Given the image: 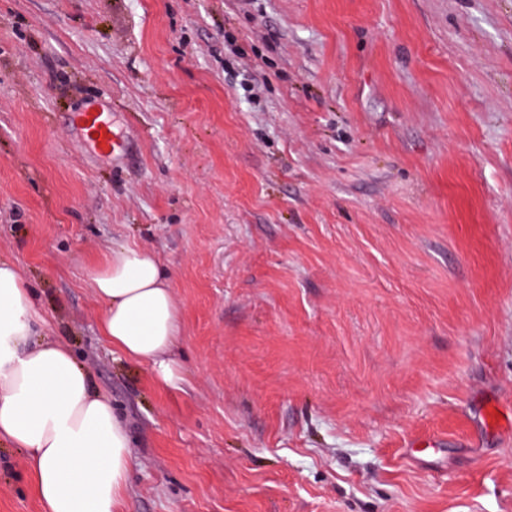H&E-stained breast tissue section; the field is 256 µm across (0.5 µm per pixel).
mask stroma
Instances as JSON below:
<instances>
[{
    "label": "stroma",
    "mask_w": 512,
    "mask_h": 512,
    "mask_svg": "<svg viewBox=\"0 0 512 512\" xmlns=\"http://www.w3.org/2000/svg\"><path fill=\"white\" fill-rule=\"evenodd\" d=\"M118 245L176 385L100 333ZM0 260L111 397L126 512H512V0H0ZM0 512H43L5 442ZM72 123L87 140L100 151L119 154L124 144L112 128V123L104 111L84 110L73 114ZM91 286L105 306L101 332L112 346L150 364L161 382L178 381L169 355L180 333L179 311L155 254L135 245L112 248Z\"/></svg>",
    "instance_id": "1"
}]
</instances>
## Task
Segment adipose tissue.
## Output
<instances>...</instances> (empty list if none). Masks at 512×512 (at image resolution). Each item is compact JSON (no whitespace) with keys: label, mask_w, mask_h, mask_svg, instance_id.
Instances as JSON below:
<instances>
[{"label":"adipose tissue","mask_w":512,"mask_h":512,"mask_svg":"<svg viewBox=\"0 0 512 512\" xmlns=\"http://www.w3.org/2000/svg\"><path fill=\"white\" fill-rule=\"evenodd\" d=\"M101 332L158 380L179 379L170 353L179 311L155 254L112 248L92 277ZM31 291L0 261V441L24 449L44 512H124L131 441L111 399L65 345L34 336Z\"/></svg>","instance_id":"adipose-tissue-1"}]
</instances>
